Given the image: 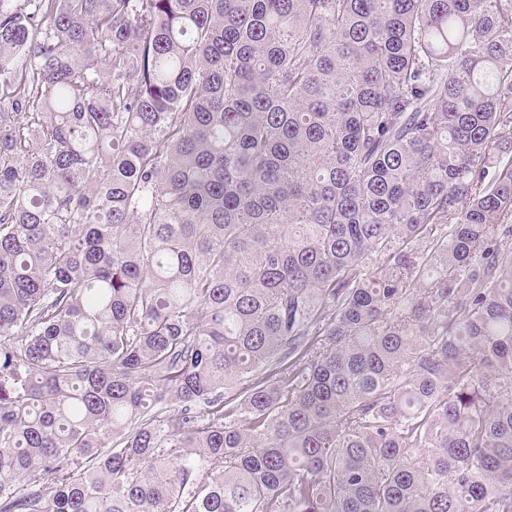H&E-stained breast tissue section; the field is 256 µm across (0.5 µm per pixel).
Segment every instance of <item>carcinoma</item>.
<instances>
[{
	"label": "carcinoma",
	"instance_id": "carcinoma-1",
	"mask_svg": "<svg viewBox=\"0 0 512 512\" xmlns=\"http://www.w3.org/2000/svg\"><path fill=\"white\" fill-rule=\"evenodd\" d=\"M509 237L512 0H0V512H512Z\"/></svg>",
	"mask_w": 512,
	"mask_h": 512
}]
</instances>
